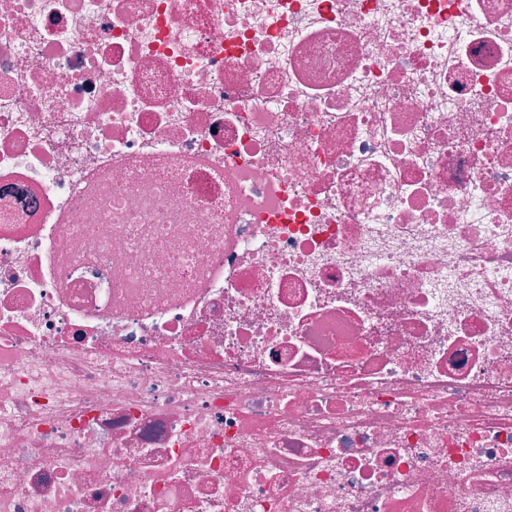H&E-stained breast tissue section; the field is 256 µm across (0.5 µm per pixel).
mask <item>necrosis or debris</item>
<instances>
[{"mask_svg": "<svg viewBox=\"0 0 512 512\" xmlns=\"http://www.w3.org/2000/svg\"><path fill=\"white\" fill-rule=\"evenodd\" d=\"M0 512H512V0H0Z\"/></svg>", "mask_w": 512, "mask_h": 512, "instance_id": "necrosis-or-debris-1", "label": "necrosis or debris"}]
</instances>
